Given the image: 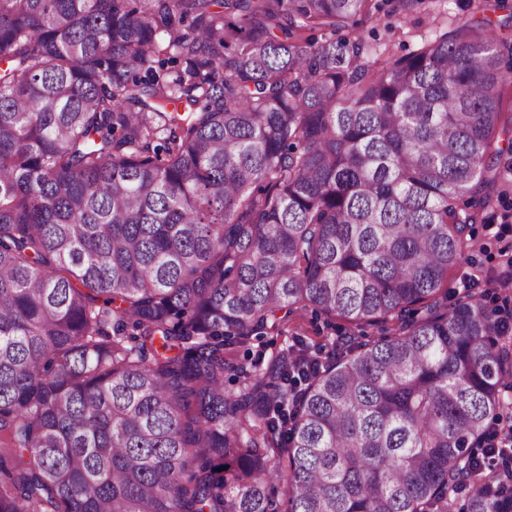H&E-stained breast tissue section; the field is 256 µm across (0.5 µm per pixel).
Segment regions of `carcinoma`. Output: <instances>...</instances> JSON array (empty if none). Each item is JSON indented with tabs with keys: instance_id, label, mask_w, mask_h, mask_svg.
I'll list each match as a JSON object with an SVG mask.
<instances>
[{
	"instance_id": "obj_1",
	"label": "carcinoma",
	"mask_w": 512,
	"mask_h": 512,
	"mask_svg": "<svg viewBox=\"0 0 512 512\" xmlns=\"http://www.w3.org/2000/svg\"><path fill=\"white\" fill-rule=\"evenodd\" d=\"M375 8L0 0V512L512 498L449 491L512 342L448 288L471 226L512 221V37L481 9L377 68L334 38ZM309 308L389 335L224 358Z\"/></svg>"
}]
</instances>
